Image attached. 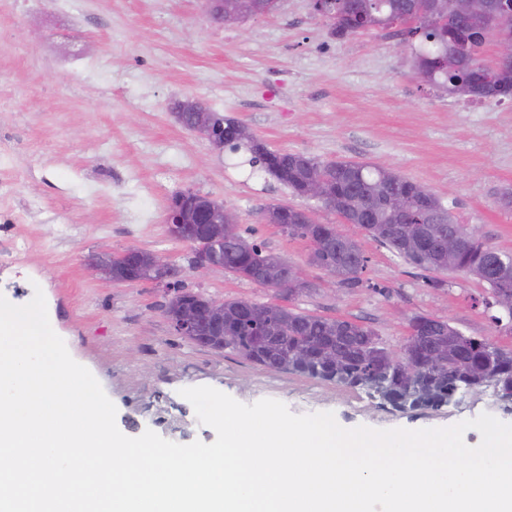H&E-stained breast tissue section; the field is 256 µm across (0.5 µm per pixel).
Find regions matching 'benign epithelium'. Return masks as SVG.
<instances>
[{"label": "benign epithelium", "mask_w": 512, "mask_h": 512, "mask_svg": "<svg viewBox=\"0 0 512 512\" xmlns=\"http://www.w3.org/2000/svg\"><path fill=\"white\" fill-rule=\"evenodd\" d=\"M282 0L270 3L268 0H207L212 19L224 23H235L245 17L269 14L280 7ZM315 16L330 23L331 28L339 27L349 34L355 33L365 22V18L348 19L329 8L333 0H310ZM412 20L417 23L427 20L438 31L444 55L438 61L445 63L448 70L458 68L461 54L469 55L468 75L462 80H452L455 88L473 86L486 78L498 82L500 90L512 91V0L483 2V7L474 6V0H414ZM496 49L495 63L486 65L479 62L478 51L487 44ZM177 118L190 131L203 134L213 148H224V126L214 124L210 110L202 103L184 100L178 104ZM301 197L323 202L328 198L324 183L319 179L308 180ZM197 197L187 192L171 198L166 214V223L171 236L189 244L198 251V258L192 270L205 274L211 270L224 269V242L234 240L237 234L236 220L224 222V209L215 206L199 217L198 223L188 225V219ZM462 246L461 239L453 234L442 235L437 240L440 253L454 254ZM124 264L134 271L125 283L138 284L151 282L162 288L164 315L177 334L193 342L202 341L203 331L198 316L184 317L175 313L182 304V292L167 287V284L180 277L181 270L170 259L139 248H128L119 253H103L96 261L98 273L112 279V265ZM305 284L302 272L292 266L283 270L268 286L277 294L291 296Z\"/></svg>", "instance_id": "obj_1"}]
</instances>
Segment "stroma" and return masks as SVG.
<instances>
[{"instance_id": "stroma-1", "label": "stroma", "mask_w": 512, "mask_h": 512, "mask_svg": "<svg viewBox=\"0 0 512 512\" xmlns=\"http://www.w3.org/2000/svg\"><path fill=\"white\" fill-rule=\"evenodd\" d=\"M410 52L374 31L333 36L308 0H285L269 15L219 24L205 0H0V237L24 263L0 269V294L15 305L42 290L53 330L117 408L129 437L153 430L179 444L212 443L181 389L210 386L235 400L284 403L295 414L333 413L346 429L448 427L487 413L512 424L492 388L435 411L381 407L362 387L256 365L177 335L157 286L115 284L92 257L130 247L184 267V289L217 300L275 303L273 289L218 270L189 273L192 248L168 232L171 197L194 190L231 209L241 231L290 265L312 292L295 310L370 326L399 350L408 320L430 314L465 335L512 349L495 325L475 276L446 273L435 288L405 262L314 200L297 197L246 152L217 151L185 129L174 105L200 101L246 123L268 147L329 162L393 168L426 185L467 230L512 252V99L476 102L412 78ZM273 204L339 225L367 259L356 284L309 262V241L266 223Z\"/></svg>"}]
</instances>
